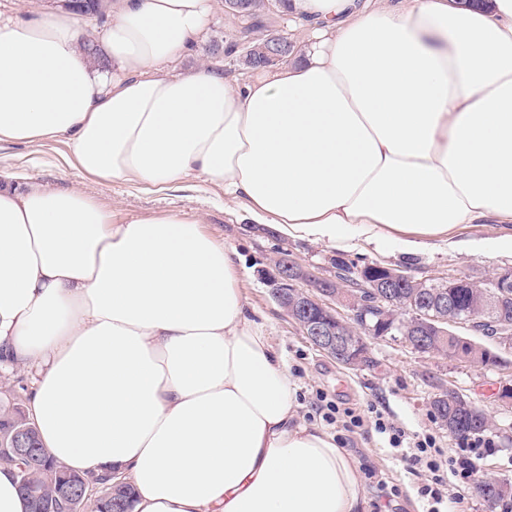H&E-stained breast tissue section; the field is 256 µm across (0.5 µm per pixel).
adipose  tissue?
I'll list each match as a JSON object with an SVG mask.
<instances>
[{
	"label": "adipose tissue",
	"instance_id": "ef3b65f1",
	"mask_svg": "<svg viewBox=\"0 0 512 512\" xmlns=\"http://www.w3.org/2000/svg\"><path fill=\"white\" fill-rule=\"evenodd\" d=\"M217 0H119L88 52L69 10H0V143H66L84 175L189 181L254 224L411 256L460 224L512 255V0H285L311 42L229 81L192 53ZM233 253L180 212L123 222L77 190L0 187V372L67 467L133 512H366L359 462L301 423ZM498 226V224H460L454 230V235L460 239L489 243L496 236Z\"/></svg>",
	"mask_w": 512,
	"mask_h": 512
}]
</instances>
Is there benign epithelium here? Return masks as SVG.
<instances>
[{"label": "benign epithelium", "instance_id": "1", "mask_svg": "<svg viewBox=\"0 0 512 512\" xmlns=\"http://www.w3.org/2000/svg\"><path fill=\"white\" fill-rule=\"evenodd\" d=\"M282 57L283 49L274 43L259 54L249 48L241 59L249 67L257 61L271 66ZM268 281L274 300L303 334L337 363L348 367L363 365L370 343L387 337L398 336L412 347L418 344L416 337L427 331L441 341L452 337L468 344L470 340L455 328L477 327L484 323L482 317L498 309L502 298L512 296V278L502 276L490 288L480 290L475 309L469 314H462L442 291L433 292L432 305L423 311L417 310L414 300L399 308L394 305L391 289L404 285L407 277L397 269L380 264L364 267L341 290L340 280L318 278L285 254L274 260V273ZM409 285L419 289L427 287V282L416 280ZM330 298L349 309V319L335 312L328 302ZM26 438L27 430L20 429L9 442L0 443V450L24 456L34 464V449L24 447ZM60 493L67 499L70 512H83L84 500L76 482H69Z\"/></svg>", "mask_w": 512, "mask_h": 512}]
</instances>
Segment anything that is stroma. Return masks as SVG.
I'll return each instance as SVG.
<instances>
[{
	"instance_id": "obj_1",
	"label": "stroma",
	"mask_w": 512,
	"mask_h": 512,
	"mask_svg": "<svg viewBox=\"0 0 512 512\" xmlns=\"http://www.w3.org/2000/svg\"><path fill=\"white\" fill-rule=\"evenodd\" d=\"M242 23L225 12H218L194 54L158 66L162 75L186 73L200 64L217 65L228 79L247 76L238 55L211 54L213 40L225 46L239 42ZM70 149L62 142L44 146L0 144V170L21 172L27 182L56 190L84 192L114 220L180 211L198 218L204 229L223 241L225 249L239 261L248 302L259 313L258 321L272 337L298 386V400L304 421L336 433L316 409L318 395L340 400L347 406L366 409L374 405L385 420L403 430L407 439L429 433L442 452L456 449L446 428L431 413L430 401L440 388L452 387L489 414L495 429L489 433L492 450L480 468L483 475L512 482V409L500 407L497 392L502 381L512 379V353L505 354L503 367L477 369L464 363L423 354L398 339L372 342L369 365L345 368L314 347L298 326L288 318L271 295L266 273L280 252L322 278L336 275L334 260L343 257L352 270L380 263L416 278L443 283L461 276L474 280L487 278L499 268L512 267V257L489 250L463 253L447 245L418 256L398 252L378 253L360 245L341 250L322 242L283 238L273 230L243 219V210L233 202L218 198L216 191L179 190L154 194L121 182L98 181L84 176L68 161ZM345 450L368 470L363 488L369 503L378 500V483H386L394 493L389 512H425L426 502L417 489L430 478L429 472L410 464L406 451L390 447L386 436L361 431Z\"/></svg>"
}]
</instances>
